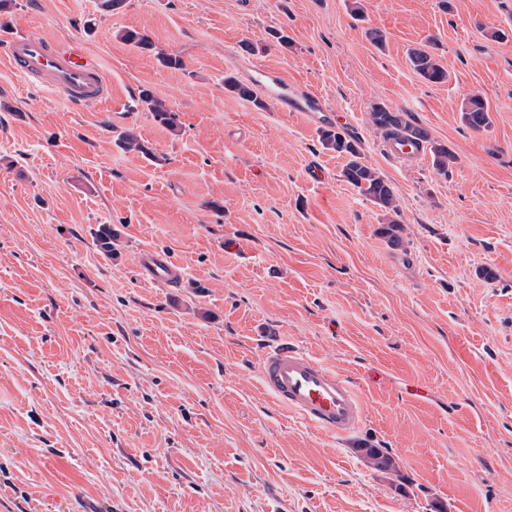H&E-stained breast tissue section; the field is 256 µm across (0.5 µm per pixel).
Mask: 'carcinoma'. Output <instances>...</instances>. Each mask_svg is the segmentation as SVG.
Here are the masks:
<instances>
[{
  "label": "carcinoma",
  "instance_id": "obj_1",
  "mask_svg": "<svg viewBox=\"0 0 512 512\" xmlns=\"http://www.w3.org/2000/svg\"><path fill=\"white\" fill-rule=\"evenodd\" d=\"M122 40L142 50H151L154 47L149 36L136 30L125 31ZM409 62L420 78L428 83L442 84L448 81V70L422 47L410 50ZM224 89L239 98L250 101L258 108L266 107V100L258 95V90L253 85L244 84L229 76L224 79ZM139 101L156 121L170 129L177 128L176 113L156 99L150 90H141ZM461 120L473 130L489 127L491 117L488 103L478 95L469 97L462 104ZM370 121L388 141L404 138L417 147L424 146V151L430 153L435 170L440 174H447L449 166L456 160L455 154L447 145L432 139L428 131L414 123L411 115L406 112L378 103L372 107ZM319 137L324 148L346 159L341 171L346 182L352 185L361 196L386 213H398L397 200L391 184L365 160L357 139L330 127L320 129Z\"/></svg>",
  "mask_w": 512,
  "mask_h": 512
}]
</instances>
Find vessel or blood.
<instances>
[{
    "mask_svg": "<svg viewBox=\"0 0 512 512\" xmlns=\"http://www.w3.org/2000/svg\"><path fill=\"white\" fill-rule=\"evenodd\" d=\"M0 62L28 84L50 91L71 107L102 101L110 93L104 69L73 41L17 32L0 51ZM252 78L259 86L271 89L283 111L325 109L320 95L295 90L275 72L257 67ZM140 273L149 281L175 288L180 284L182 268L165 252L149 249L141 254ZM260 381L278 406L316 430L347 436L362 420L363 400L355 384L294 345L282 343L266 353Z\"/></svg>",
    "mask_w": 512,
    "mask_h": 512,
    "instance_id": "b4317fda",
    "label": "vessel or blood"
}]
</instances>
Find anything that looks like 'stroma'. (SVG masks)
<instances>
[{
	"instance_id": "stroma-1",
	"label": "stroma",
	"mask_w": 512,
	"mask_h": 512,
	"mask_svg": "<svg viewBox=\"0 0 512 512\" xmlns=\"http://www.w3.org/2000/svg\"><path fill=\"white\" fill-rule=\"evenodd\" d=\"M95 3L0 11V36L73 39L112 85L74 110L0 65V512H512V0ZM412 47L447 82L422 80ZM255 63L360 141L393 187L399 245L322 147L323 118L225 91ZM473 95L491 111L479 132L460 120ZM377 103L455 152L447 174L388 152ZM127 130L143 151L119 146ZM154 247L180 287L142 278ZM284 338L357 384L354 433L263 393ZM409 62L420 78L428 83L442 84L448 80V70L430 52L422 47L410 50ZM139 101L156 121L170 129L177 128L176 113L168 108L166 104L156 99L150 90H141L139 93Z\"/></svg>"
}]
</instances>
